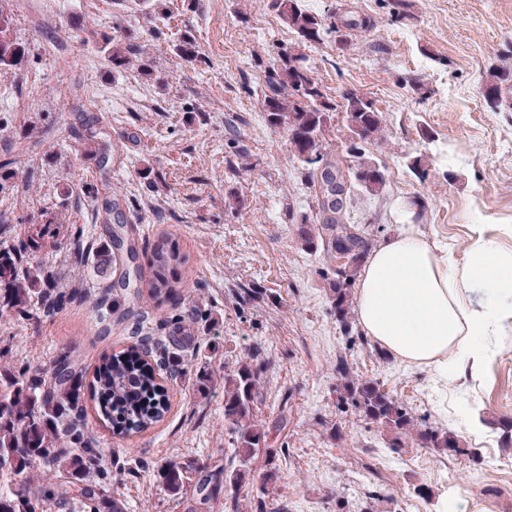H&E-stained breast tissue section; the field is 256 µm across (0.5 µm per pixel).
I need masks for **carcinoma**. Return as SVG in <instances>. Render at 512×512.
Segmentation results:
<instances>
[{
  "instance_id": "carcinoma-1",
  "label": "carcinoma",
  "mask_w": 512,
  "mask_h": 512,
  "mask_svg": "<svg viewBox=\"0 0 512 512\" xmlns=\"http://www.w3.org/2000/svg\"><path fill=\"white\" fill-rule=\"evenodd\" d=\"M283 23L297 37L277 49L273 59L256 60L265 73L260 105L267 123L282 128L288 147L298 159L304 176L312 183L320 221L302 224V247L322 249L329 254H346L347 262L333 270L329 278L331 310L340 331L350 345L368 344L354 317L353 288L371 248V238L356 224L344 222L347 202H336L330 181L339 179L340 190L350 197L360 187L374 194L384 190L385 170L365 157L364 144L378 138L384 125L383 112L374 102L352 95L340 103L311 75L302 48H314L336 31L335 22L301 5V0H270ZM99 52L119 73L133 60L140 61L143 76L153 74L151 62L143 59L139 38L119 28L105 32L84 28ZM173 52L184 62L208 64L201 55L191 29L181 31L173 41ZM29 55L26 44L12 31L0 29V74L20 65ZM484 102L493 112L512 109V65L490 67L483 80ZM340 112L349 132L357 141L346 148L353 164L342 170L323 141L324 128ZM83 152L105 168L118 146L103 128L87 126L71 133ZM59 220L50 215L24 238L13 235L9 220L0 213V322L15 318L36 319L68 303L88 299L82 283H61V276L38 256L45 237H54L52 227ZM151 276L139 278L137 298L155 307L180 293L181 282L173 277L176 267L186 263L175 240L162 237L150 258ZM9 349L0 346V512H53L60 504L89 509V512H125L120 494L112 491L101 464L100 452L88 436L87 412L93 409L112 436L129 440L154 428L169 411L167 380L186 372L180 354H167L157 365L142 357L140 347L131 346L103 356L85 383V370L68 353L60 354L51 372L16 371L10 367ZM272 366L261 346L245 351L233 370L224 373V431L229 447L224 452L220 474L224 491L216 490L209 466L194 459L171 460L156 471L159 484L170 494L191 493L201 505L224 495V512H284L270 499L269 487L277 479L278 462L284 448L270 446L268 437L275 430L288 428V399H283L273 423L259 416L267 372ZM215 371L204 365L196 369V390L207 393ZM336 407L377 425L388 438L389 448L405 447L413 439L439 455L465 456L474 466L484 463L480 449L466 445L462 437L443 426H430L418 420L394 395L371 379L355 376L347 357L336 363ZM500 431L504 448L512 447V418L489 421Z\"/></svg>"
}]
</instances>
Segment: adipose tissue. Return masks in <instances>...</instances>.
<instances>
[{
    "instance_id": "obj_1",
    "label": "adipose tissue",
    "mask_w": 512,
    "mask_h": 512,
    "mask_svg": "<svg viewBox=\"0 0 512 512\" xmlns=\"http://www.w3.org/2000/svg\"><path fill=\"white\" fill-rule=\"evenodd\" d=\"M401 231L369 253L356 285L360 325L436 382L478 371L497 327H512V251L473 240L464 254L425 236L411 209Z\"/></svg>"
}]
</instances>
